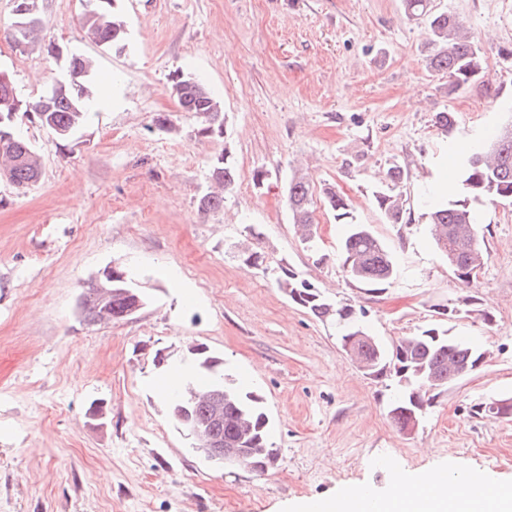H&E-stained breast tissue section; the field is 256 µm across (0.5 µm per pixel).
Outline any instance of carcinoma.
I'll return each instance as SVG.
<instances>
[{
  "instance_id": "obj_1",
  "label": "carcinoma",
  "mask_w": 512,
  "mask_h": 512,
  "mask_svg": "<svg viewBox=\"0 0 512 512\" xmlns=\"http://www.w3.org/2000/svg\"><path fill=\"white\" fill-rule=\"evenodd\" d=\"M114 0H95V5L82 17L81 25L89 41L122 49L125 46V21L114 12ZM405 13L422 20L428 31L425 66L433 72L448 74L451 90L457 91L478 77L483 70L484 52L469 36L463 23L454 15L434 8L432 0H404ZM171 90L181 109L200 119L196 135L201 139L221 137L224 108L209 88L201 81L185 76L172 82ZM95 99L92 87L83 83L78 89L51 91L33 100L23 101L21 112L30 114L39 125L66 140L84 126L88 108ZM0 165L8 167L10 181L18 186H29L40 177L42 164L30 143L15 133L12 139H0ZM210 181L220 191H210L199 200L203 212L224 208L223 192L234 187L237 169L227 153L217 156L211 167ZM324 205L335 213L336 221L347 225L341 243L342 267L354 281L364 285L389 283L396 275L397 265L387 244L367 225L356 224L346 198L331 187L322 191ZM512 198V127L496 131L488 147L480 148L462 157L449 196L436 200L428 218L436 247L447 257L448 265L459 280L471 283L486 262V253L480 242L475 206ZM377 208L390 224L403 222L405 209L400 196L386 192L374 195ZM288 207L292 212L301 241L311 245L315 239L312 211V185L308 177L295 175L288 186ZM279 285L290 299L321 320H331L341 331V342L355 339L356 354L371 362L404 384L403 393L392 403L390 415L399 429H404L409 416L407 408L424 407L423 387L446 388L456 381L455 369L467 364L474 367L478 353L464 341L448 335V331L431 328L409 341H400L390 350L381 347L369 331L361 325L355 313L346 308H335L317 289L299 281L288 271ZM134 304L133 297L121 292L112 294L109 309L112 320L126 319V312ZM196 373L182 382L170 402L172 416L185 429L191 423L182 418V408L188 407L194 417L203 418L209 411L206 395L214 381L203 377L200 365L220 361L204 353L195 355ZM250 434L251 457L245 461L257 473H263L277 461V449L268 441V417L261 400L240 387L224 384V443L235 446L245 434Z\"/></svg>"
}]
</instances>
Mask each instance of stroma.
I'll list each match as a JSON object with an SVG mask.
<instances>
[{"label": "stroma", "mask_w": 512, "mask_h": 512, "mask_svg": "<svg viewBox=\"0 0 512 512\" xmlns=\"http://www.w3.org/2000/svg\"><path fill=\"white\" fill-rule=\"evenodd\" d=\"M92 2L39 0L41 39L16 48L14 3L0 0V70L23 98L65 72L55 44L95 58L88 81L99 90L69 140L19 119L42 173L27 188L0 177V512H295L346 489L382 497L430 468L512 486V419L472 412L512 397V203L481 205L487 261L468 286L427 218L449 144L512 120V59L499 53L512 47V0H434L485 53L482 74L453 93L447 75L426 69V30L402 0H116L129 29L120 51L85 41ZM178 72L223 102V137H196L197 119L170 92ZM443 111L453 136L435 122ZM225 151L237 182L223 210L202 213L212 160ZM394 165L406 172L397 184L386 177ZM298 173L314 190L313 249L288 208ZM325 187L392 250L398 271L385 289L344 272V229ZM378 191L402 197L403 223L386 221ZM248 246L263 266L243 263ZM115 263L140 270L149 302L129 319L89 324L81 285ZM284 270L354 309L383 347L437 328L490 357L403 433L389 414L397 380L364 375L335 323L279 288ZM468 296L493 322L448 318ZM198 344L261 397L278 450L265 473L206 461L172 417L156 381ZM94 403L102 418L90 417Z\"/></svg>", "instance_id": "stroma-1"}]
</instances>
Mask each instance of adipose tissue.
Segmentation results:
<instances>
[{
    "label": "adipose tissue",
    "mask_w": 512,
    "mask_h": 512,
    "mask_svg": "<svg viewBox=\"0 0 512 512\" xmlns=\"http://www.w3.org/2000/svg\"><path fill=\"white\" fill-rule=\"evenodd\" d=\"M378 512H512V491L489 496L463 483L443 480L441 471L425 470L400 481L377 499Z\"/></svg>",
    "instance_id": "ef3b65f1"
}]
</instances>
